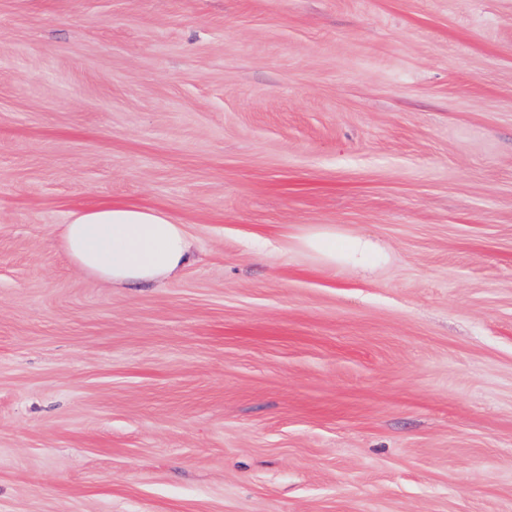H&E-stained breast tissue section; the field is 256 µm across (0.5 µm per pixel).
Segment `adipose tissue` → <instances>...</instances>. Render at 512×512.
I'll list each match as a JSON object with an SVG mask.
<instances>
[{"mask_svg":"<svg viewBox=\"0 0 512 512\" xmlns=\"http://www.w3.org/2000/svg\"><path fill=\"white\" fill-rule=\"evenodd\" d=\"M60 238L78 270L115 286L172 280L191 254L182 225L163 211L132 205L73 212Z\"/></svg>","mask_w":512,"mask_h":512,"instance_id":"obj_1","label":"adipose tissue"}]
</instances>
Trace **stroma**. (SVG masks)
<instances>
[{
  "label": "stroma",
  "instance_id": "35a3bbf8",
  "mask_svg": "<svg viewBox=\"0 0 512 512\" xmlns=\"http://www.w3.org/2000/svg\"><path fill=\"white\" fill-rule=\"evenodd\" d=\"M0 512H512V0H0ZM60 238L78 270L112 286L170 281L191 254L183 224L161 210L132 205L75 211ZM306 244L319 250L330 261H336V252L342 257L354 258L359 261H370L372 254L367 244L359 238H349L336 251V239L326 235H318L306 240Z\"/></svg>",
  "mask_w": 512,
  "mask_h": 512
}]
</instances>
